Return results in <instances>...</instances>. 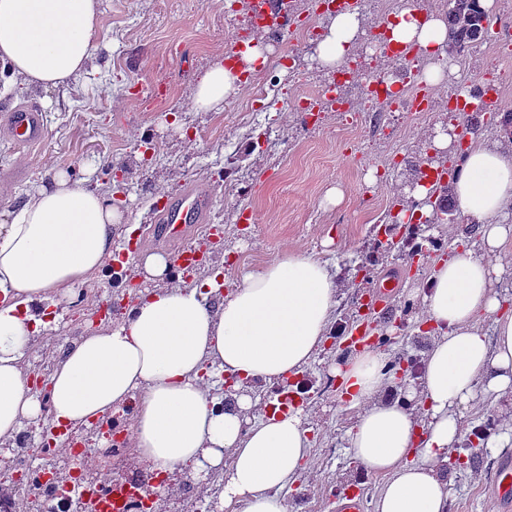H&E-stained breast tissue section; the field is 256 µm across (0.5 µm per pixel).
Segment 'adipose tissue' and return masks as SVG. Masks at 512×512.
I'll list each match as a JSON object with an SVG mask.
<instances>
[{"label": "adipose tissue", "instance_id": "adipose-tissue-1", "mask_svg": "<svg viewBox=\"0 0 512 512\" xmlns=\"http://www.w3.org/2000/svg\"><path fill=\"white\" fill-rule=\"evenodd\" d=\"M101 14L102 0H0V65L22 85L68 88L90 64ZM387 27L392 42L427 59L444 53L448 29L435 14L405 9ZM361 33L358 12L329 17L321 63L338 66ZM241 88L234 70L216 64L198 82L195 106L219 111ZM457 164L456 198L477 222V243L440 261L423 286L436 335L417 385L381 400L391 378L377 350L347 357L335 370L356 411L348 451L360 474L384 479L373 512H448L440 471L461 436L459 408L476 389H512V312L494 287L504 272L494 258L512 244V152L482 144ZM122 220L103 195L62 172L34 187L19 209L0 211V445L43 413L76 431L132 401V446L149 469L219 471L225 512H287L278 492L308 465V429L297 410L249 423L247 388L300 375L319 353L337 286L318 258L283 252L223 295L216 277L188 284L168 256L140 255L134 271L152 290L65 349L47 395L33 392L23 358L45 303L69 296L109 263ZM488 318L489 335L480 329ZM210 369L236 376L233 405L212 396L204 377Z\"/></svg>", "mask_w": 512, "mask_h": 512}]
</instances>
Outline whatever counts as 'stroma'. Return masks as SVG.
<instances>
[{"label": "stroma", "instance_id": "35a3bbf8", "mask_svg": "<svg viewBox=\"0 0 512 512\" xmlns=\"http://www.w3.org/2000/svg\"><path fill=\"white\" fill-rule=\"evenodd\" d=\"M98 47L86 73L65 91L45 92L20 85L6 87L0 76V109L39 102L47 120L42 145L23 148L0 139V210L20 206L37 184L66 171L81 186L101 191L115 203L128 224L140 223L158 197L190 185L210 186L214 198L209 217L224 227V242L207 265L220 270L225 288L240 273L267 263L283 251L326 261L338 291L330 335L345 336L358 320L369 291L390 283L388 308L377 311L372 336L388 359L422 356L433 337L424 333L420 289L433 260L455 246L473 248L470 220L421 227L418 234L394 227L392 216L412 202L419 165L429 159L455 157L440 151L434 138L451 124H471L469 145H512L498 123L466 114L449 117L445 105L457 88L479 98L486 75L512 71V0H493L489 9L506 38L479 43L461 55L456 77L428 90L430 109L410 114L377 103L373 115L350 112L294 111L286 96L323 83L325 68L318 52L303 48L299 28L279 40L250 29L249 19L233 0H103ZM249 32L266 55L297 56L307 84L296 71L263 64L254 70L266 98L244 88L225 101L220 112H197L193 93L199 78L223 62L228 33ZM256 103L260 113L246 112ZM152 141V159L142 153ZM343 192L339 204L325 200L327 191ZM251 210L253 223L240 221ZM421 248L424 257L409 255ZM75 301L50 306L23 364L29 374L49 376L63 347L92 331L97 305L111 301L120 318L134 299L133 288L118 286L111 268L77 288ZM339 353L324 350L297 376L306 425L310 430L309 463L286 486L281 497L288 512H333L339 491L357 486L362 512H373L379 479L356 485V466L346 450L347 430L355 412L336 392L331 370ZM463 431L449 457L471 456L474 466L445 472L448 512H499L489 488L497 468L512 462V445L487 447L480 433L498 437L512 432V390L494 395L476 390L463 411ZM85 451L78 456L36 454L34 435H26L29 463L53 462L64 474L88 479L141 478L131 444L118 451L92 427L78 434ZM223 481L209 474L198 480L185 472L158 492V512H221Z\"/></svg>", "mask_w": 512, "mask_h": 512}]
</instances>
